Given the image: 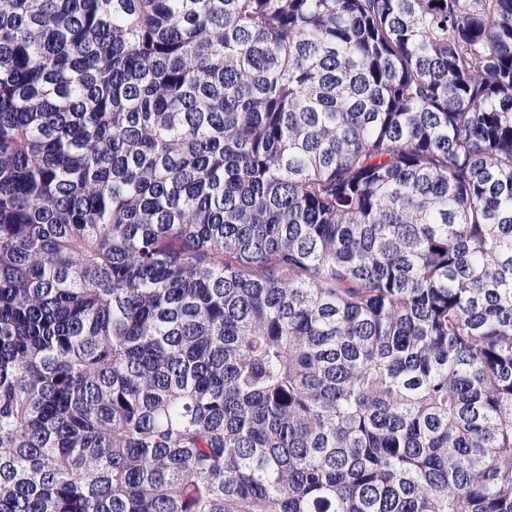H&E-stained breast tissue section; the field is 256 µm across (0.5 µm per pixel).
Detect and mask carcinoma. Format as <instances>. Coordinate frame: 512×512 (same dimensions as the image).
<instances>
[{
  "label": "carcinoma",
  "instance_id": "1",
  "mask_svg": "<svg viewBox=\"0 0 512 512\" xmlns=\"http://www.w3.org/2000/svg\"><path fill=\"white\" fill-rule=\"evenodd\" d=\"M0 512H512V0H0Z\"/></svg>",
  "mask_w": 512,
  "mask_h": 512
}]
</instances>
